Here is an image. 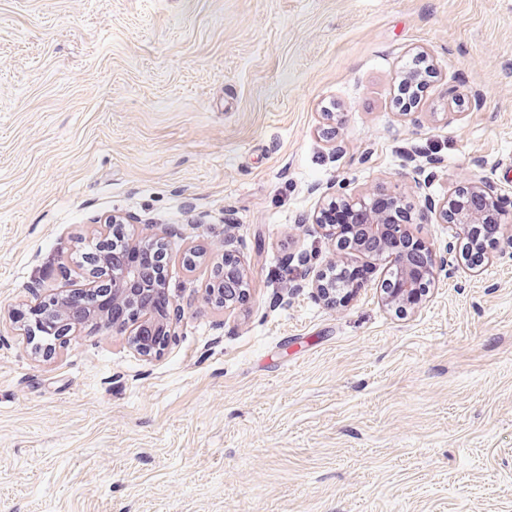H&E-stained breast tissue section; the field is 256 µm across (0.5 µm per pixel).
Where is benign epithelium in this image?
Returning a JSON list of instances; mask_svg holds the SVG:
<instances>
[{"instance_id":"1","label":"benign epithelium","mask_w":512,"mask_h":512,"mask_svg":"<svg viewBox=\"0 0 512 512\" xmlns=\"http://www.w3.org/2000/svg\"><path fill=\"white\" fill-rule=\"evenodd\" d=\"M469 191L476 196L474 204L461 208L453 204L452 199L438 204L424 194V209L427 212L438 211L439 218L459 226L466 232L472 224H497L500 235L512 240V196L497 188L491 178L482 176L470 182ZM352 212L359 217L355 238L351 241L350 253L372 254L377 251L388 252L391 256L389 277L397 287L383 289V301L389 307L403 309L420 301V291L429 288L435 278L438 258L436 251L410 235L404 224H391L386 221L375 204L363 198L348 204ZM112 242L104 235L98 242V253L90 256L93 273L108 271V288H91L87 291V300L74 309L63 294L44 300L32 308V317L26 324L27 336L45 343L53 349L66 338L87 323H100L108 328L122 331L124 326L112 322L97 306L95 295L111 293L112 301L140 312L142 317L131 331L132 344L143 357L160 353L168 337L174 333V326L181 317V308L172 306L168 316L156 317L148 309L139 306L138 296L126 290L128 285H137L141 279V270L126 268L121 271L107 269L109 259L106 246ZM312 286L317 294L330 305H339L346 299L347 292L336 287L325 274L314 276Z\"/></svg>"}]
</instances>
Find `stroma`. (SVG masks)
<instances>
[{
	"label": "stroma",
	"instance_id": "obj_1",
	"mask_svg": "<svg viewBox=\"0 0 512 512\" xmlns=\"http://www.w3.org/2000/svg\"><path fill=\"white\" fill-rule=\"evenodd\" d=\"M419 168L512 190V0H0V512H512V244L458 262ZM329 186L436 250L416 310L311 224ZM112 214L163 239L177 334L43 354L22 316L87 287ZM365 261L345 305L305 285Z\"/></svg>",
	"mask_w": 512,
	"mask_h": 512
}]
</instances>
